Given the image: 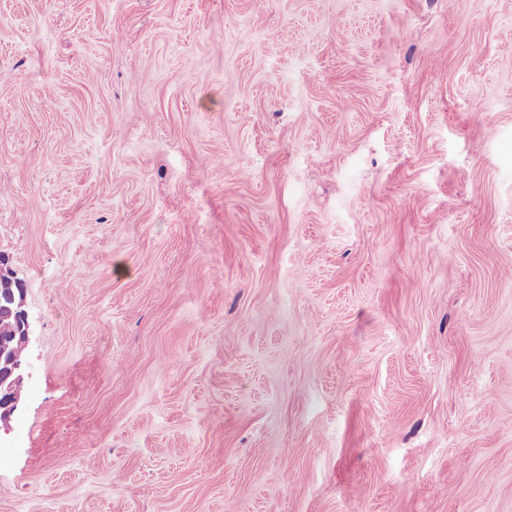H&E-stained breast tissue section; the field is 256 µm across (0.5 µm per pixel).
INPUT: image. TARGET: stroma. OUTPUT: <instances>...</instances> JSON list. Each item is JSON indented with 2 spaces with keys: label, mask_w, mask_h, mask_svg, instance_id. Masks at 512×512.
I'll list each match as a JSON object with an SVG mask.
<instances>
[{
  "label": "stroma",
  "mask_w": 512,
  "mask_h": 512,
  "mask_svg": "<svg viewBox=\"0 0 512 512\" xmlns=\"http://www.w3.org/2000/svg\"><path fill=\"white\" fill-rule=\"evenodd\" d=\"M0 255V512H512V0H0ZM7 264L8 260L0 256V318L2 321L12 319L18 336L0 342V432L2 428H9L20 403L15 393L24 390L25 376L28 375L26 354L23 358H15L12 343L17 340L27 349L33 336L29 315L24 308L25 288L13 277Z\"/></svg>",
  "instance_id": "1"
}]
</instances>
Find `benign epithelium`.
Returning a JSON list of instances; mask_svg holds the SVG:
<instances>
[{
    "label": "benign epithelium",
    "instance_id": "obj_1",
    "mask_svg": "<svg viewBox=\"0 0 512 512\" xmlns=\"http://www.w3.org/2000/svg\"><path fill=\"white\" fill-rule=\"evenodd\" d=\"M25 288L15 279L8 267V259L0 256V318L11 319L15 339L0 342V429L9 428L20 400L16 393L24 390L28 375L27 358L13 355V341L29 345L33 336L32 325L24 304Z\"/></svg>",
    "mask_w": 512,
    "mask_h": 512
}]
</instances>
